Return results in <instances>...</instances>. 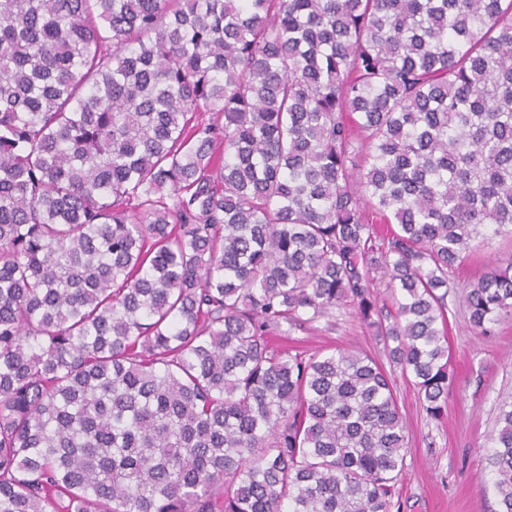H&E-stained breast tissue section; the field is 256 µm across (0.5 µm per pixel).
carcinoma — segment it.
<instances>
[{
    "instance_id": "obj_1",
    "label": "carcinoma",
    "mask_w": 512,
    "mask_h": 512,
    "mask_svg": "<svg viewBox=\"0 0 512 512\" xmlns=\"http://www.w3.org/2000/svg\"><path fill=\"white\" fill-rule=\"evenodd\" d=\"M490 226L512 0H0V512H393L383 367L272 339L349 306L438 417Z\"/></svg>"
}]
</instances>
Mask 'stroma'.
<instances>
[{
  "instance_id": "stroma-1",
  "label": "stroma",
  "mask_w": 512,
  "mask_h": 512,
  "mask_svg": "<svg viewBox=\"0 0 512 512\" xmlns=\"http://www.w3.org/2000/svg\"><path fill=\"white\" fill-rule=\"evenodd\" d=\"M512 257V236L492 235L449 277L448 349L452 381L438 418L423 410L416 388L386 363L406 424L407 455L399 475L401 512H497L488 456L501 404L512 402V319L478 335L466 319L465 295L495 261ZM300 346L362 352L384 361L373 329L352 309L337 310L334 325L320 322L294 334Z\"/></svg>"
}]
</instances>
